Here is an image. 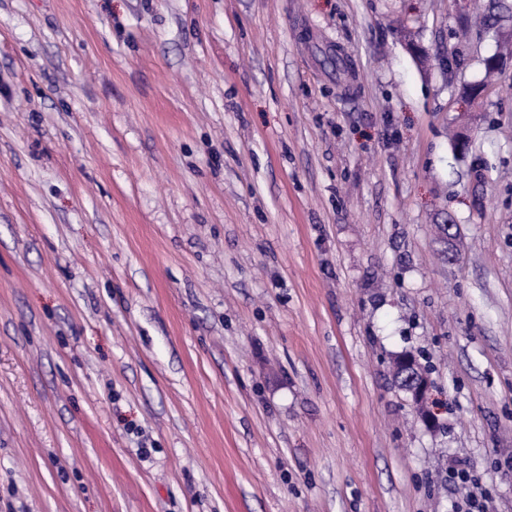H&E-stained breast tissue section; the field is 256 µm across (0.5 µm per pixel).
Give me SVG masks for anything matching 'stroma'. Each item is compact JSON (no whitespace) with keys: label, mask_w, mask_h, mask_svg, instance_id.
<instances>
[{"label":"stroma","mask_w":512,"mask_h":512,"mask_svg":"<svg viewBox=\"0 0 512 512\" xmlns=\"http://www.w3.org/2000/svg\"><path fill=\"white\" fill-rule=\"evenodd\" d=\"M496 45L472 0H0V512H455L458 461L512 512ZM402 361L410 368V370H408L406 373V376H408L407 382L409 384V393L413 398H416L418 402H421L422 398L424 397V399H426L431 404L433 415L437 417V411L439 408L431 398L432 388L428 386V375L420 372L419 366L415 363V358L411 355L404 356Z\"/></svg>","instance_id":"stroma-1"}]
</instances>
